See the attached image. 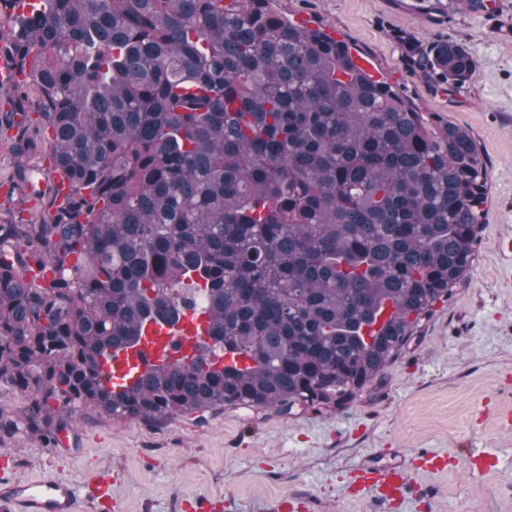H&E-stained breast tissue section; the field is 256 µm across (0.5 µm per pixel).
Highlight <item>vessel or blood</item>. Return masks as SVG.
Segmentation results:
<instances>
[{
	"instance_id": "b4317fda",
	"label": "vessel or blood",
	"mask_w": 512,
	"mask_h": 512,
	"mask_svg": "<svg viewBox=\"0 0 512 512\" xmlns=\"http://www.w3.org/2000/svg\"><path fill=\"white\" fill-rule=\"evenodd\" d=\"M25 80V72L7 56H0L1 89H14ZM207 326L208 317L201 309L187 312L176 325L161 330L154 324H147L138 345L113 351L111 359L103 363V383L119 390L134 384L147 367L168 364L193 354L206 343ZM452 461V456L423 451L418 452L412 468L401 462L366 460L352 470L347 492L371 494L384 506L400 505L411 494L413 469H441ZM80 496V485L69 480L50 477L26 484L10 478L0 480V505L5 506L7 512H77Z\"/></svg>"
}]
</instances>
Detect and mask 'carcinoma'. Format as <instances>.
Listing matches in <instances>:
<instances>
[{
  "label": "carcinoma",
  "mask_w": 512,
  "mask_h": 512,
  "mask_svg": "<svg viewBox=\"0 0 512 512\" xmlns=\"http://www.w3.org/2000/svg\"><path fill=\"white\" fill-rule=\"evenodd\" d=\"M40 0L0 27L41 95L50 218L0 224V441L56 448L90 416L350 407L468 277L487 166L351 48L269 0ZM441 89L466 45L400 36ZM209 317L201 353L113 391L108 352ZM250 361L238 369L214 357Z\"/></svg>",
  "instance_id": "obj_1"
}]
</instances>
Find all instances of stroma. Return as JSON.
Instances as JSON below:
<instances>
[{
    "mask_svg": "<svg viewBox=\"0 0 512 512\" xmlns=\"http://www.w3.org/2000/svg\"><path fill=\"white\" fill-rule=\"evenodd\" d=\"M413 3L272 0L271 7L333 31L425 117L471 132L487 164V204L473 269L452 299L436 304L403 357L347 410L226 409L203 423L186 416L161 427L93 416L56 448L20 438L0 444L13 478L84 482L108 468L122 512H186L188 496L210 500L211 512H267L282 497L303 502L305 512H379L373 500L346 494L352 469L370 457L431 451L453 455L454 464L416 474L418 490L397 512H512V461L476 474L467 464L473 451L512 449V432L496 423L512 408V0H491L482 14L457 2L433 18ZM401 31L423 44H465L475 62L470 80L442 91L411 68ZM39 107L36 88L0 92V184L13 180L20 162L50 178L51 137ZM18 110L40 143L21 159L17 130L3 122Z\"/></svg>",
    "mask_w": 512,
    "mask_h": 512,
    "instance_id": "35a3bbf8",
    "label": "stroma"
}]
</instances>
